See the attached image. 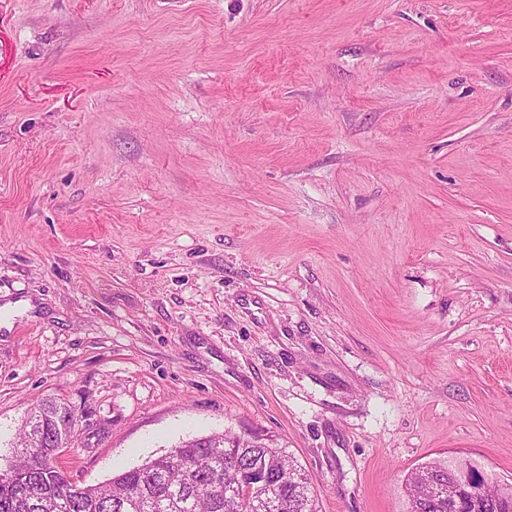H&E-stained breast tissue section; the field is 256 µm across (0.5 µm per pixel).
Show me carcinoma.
Segmentation results:
<instances>
[{
  "label": "carcinoma",
  "instance_id": "cac0c4a2",
  "mask_svg": "<svg viewBox=\"0 0 512 512\" xmlns=\"http://www.w3.org/2000/svg\"><path fill=\"white\" fill-rule=\"evenodd\" d=\"M66 403L47 398L27 413L13 457V474L0 479V512H317L313 482L281 448L258 436L224 432L190 438L94 486L63 490L65 473L53 465L54 416ZM188 461L177 467L173 456ZM270 488L252 487L254 473ZM475 472L429 462L406 481L409 512H448V488ZM497 506L465 504L464 512H512V492L493 489Z\"/></svg>",
  "mask_w": 512,
  "mask_h": 512
}]
</instances>
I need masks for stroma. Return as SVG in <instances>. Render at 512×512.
I'll return each mask as SVG.
<instances>
[{"instance_id": "1", "label": "stroma", "mask_w": 512, "mask_h": 512, "mask_svg": "<svg viewBox=\"0 0 512 512\" xmlns=\"http://www.w3.org/2000/svg\"><path fill=\"white\" fill-rule=\"evenodd\" d=\"M258 435L319 512L512 486V0H0V466ZM475 474L471 469L464 471L438 462H429L417 468L406 481L409 512H448L453 507L462 508L463 498L458 492L448 496V486H454L448 480L458 481V478Z\"/></svg>"}]
</instances>
